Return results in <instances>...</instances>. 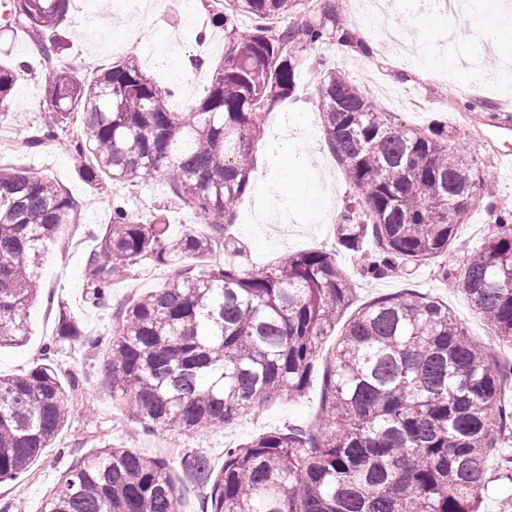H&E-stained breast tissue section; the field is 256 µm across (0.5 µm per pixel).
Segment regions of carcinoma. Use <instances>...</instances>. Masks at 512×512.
<instances>
[{
    "mask_svg": "<svg viewBox=\"0 0 512 512\" xmlns=\"http://www.w3.org/2000/svg\"><path fill=\"white\" fill-rule=\"evenodd\" d=\"M71 0H8L38 35L51 111L79 114L69 142L82 176L135 183L159 174L171 200L145 215L114 200L87 260L85 301L108 304L112 288L145 260L174 268L159 287L117 312L104 336H86L58 303L43 363L0 376V482L26 472L68 421L69 395L53 357L76 344L105 350L112 400L141 427L186 435L233 424L256 408L300 399L327 336L343 329L323 373L318 429L298 424L224 449V466L194 450L176 485L166 461L102 442L65 471L42 512H180L182 490L203 492L200 512H476L488 463L512 483V367L472 338L448 303L412 291L358 303L353 279L327 251L290 252L256 271L236 257L228 233L250 184L247 156L262 117L290 97L301 54L316 44L364 54L346 25L303 19L274 25L300 0H228L212 14L227 50L206 96L182 112L174 90L132 57L89 81L59 64ZM251 20L241 28L239 18ZM325 142L354 186L334 236L378 278L445 253L484 178L448 152L443 124L409 128L377 111L345 74L320 62ZM16 72L0 66V116L12 110ZM194 212L209 232L169 234L168 211ZM79 203L53 181L0 166V347L31 335L27 310L39 293L43 255ZM460 269L474 312L512 349V213ZM375 242L367 253L364 244ZM224 248V263L210 254Z\"/></svg>",
    "mask_w": 512,
    "mask_h": 512,
    "instance_id": "obj_1",
    "label": "carcinoma"
}]
</instances>
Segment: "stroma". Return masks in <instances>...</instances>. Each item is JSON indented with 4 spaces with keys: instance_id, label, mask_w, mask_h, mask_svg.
Listing matches in <instances>:
<instances>
[{
    "instance_id": "stroma-1",
    "label": "stroma",
    "mask_w": 512,
    "mask_h": 512,
    "mask_svg": "<svg viewBox=\"0 0 512 512\" xmlns=\"http://www.w3.org/2000/svg\"><path fill=\"white\" fill-rule=\"evenodd\" d=\"M212 0H162L156 16L143 17L137 0H72L66 38L68 46L61 62L78 77L89 79L112 62L134 57L155 80L182 86L184 76L196 80L188 103L202 98L212 80L213 68L224 55L223 28L213 26ZM389 28L401 32L406 43L432 45L438 32L452 30L458 50L469 64L424 69L415 62L397 58L395 53L374 49L362 55L357 49L319 45L303 54L296 90L280 109L287 112L291 130L287 140L275 136L277 119L264 121V136L250 154L252 179L236 205L233 235L240 241L244 269L255 271L286 252L326 250L352 275L359 301L411 288L447 302L451 312L470 336L485 343L495 356L503 351L483 320L476 315L456 279H442L440 268H461L469 255L484 241L480 225L491 223L496 210L512 211V171L499 164V153L512 146V131L498 128L500 104L512 84L504 85L494 61L512 62V21L498 20L491 0H476L471 13L447 15L442 12L418 14L413 0H394L385 14ZM140 31L141 48L131 46L132 31ZM323 58L328 67L345 72L383 112L397 122L424 128L437 122L448 126V146L472 158L492 183L489 195H476L458 228L448 253L423 264L411 276L391 273L379 279L361 277L356 255L340 248L333 226L343 207L356 199L344 171L337 165L321 133V117L311 64ZM26 62L16 78L14 109L1 121L19 130L12 147L0 146V165L28 168L55 180L61 189L80 203L73 223L65 225L61 237L50 246L41 269V290L29 310L33 333L25 343L0 349V374L16 375L40 362L46 343L56 333L57 304L66 301L86 335L100 336L113 324L116 308L142 292L156 287L170 271L145 262L135 276L113 289L108 305L93 308L83 301L85 262L110 217L113 196L124 198L128 208L144 214L166 194L163 177L146 178L135 185H115L110 180L93 185L82 179L64 142L81 135L78 123L60 130L58 139L33 146L46 120L49 105L42 81V61L37 37L15 24L0 8V63ZM485 64L492 71L483 87H476L474 66ZM399 91L403 97L424 102L417 112L389 101L380 87ZM448 100L449 109L439 107ZM56 368L63 383L71 384V414L51 448L17 480L0 483V501L17 497L27 512H41L42 502L61 474L82 455L94 450L102 439L164 459L171 477L179 475V458L186 449L205 454L215 468L224 464V450L263 432L287 424L317 425L320 417L322 378L314 376L304 396L261 407L234 424L188 436L164 433V445L150 447V434L132 423L113 402L104 383V355L75 347L58 355Z\"/></svg>"
}]
</instances>
